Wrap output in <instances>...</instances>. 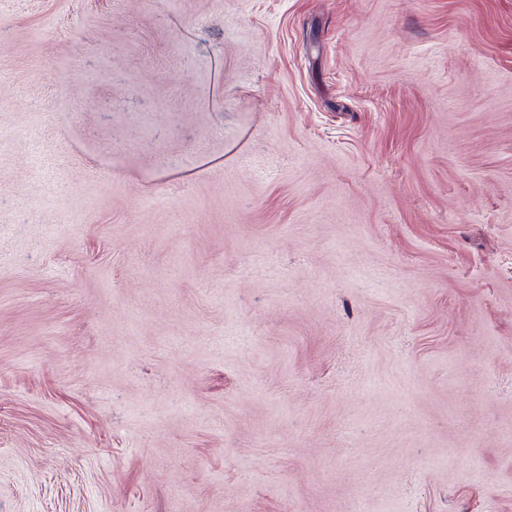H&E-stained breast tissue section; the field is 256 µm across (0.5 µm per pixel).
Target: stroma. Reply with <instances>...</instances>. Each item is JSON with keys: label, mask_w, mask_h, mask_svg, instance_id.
I'll return each mask as SVG.
<instances>
[{"label": "stroma", "mask_w": 512, "mask_h": 512, "mask_svg": "<svg viewBox=\"0 0 512 512\" xmlns=\"http://www.w3.org/2000/svg\"><path fill=\"white\" fill-rule=\"evenodd\" d=\"M0 512H512V0H0Z\"/></svg>", "instance_id": "1"}]
</instances>
